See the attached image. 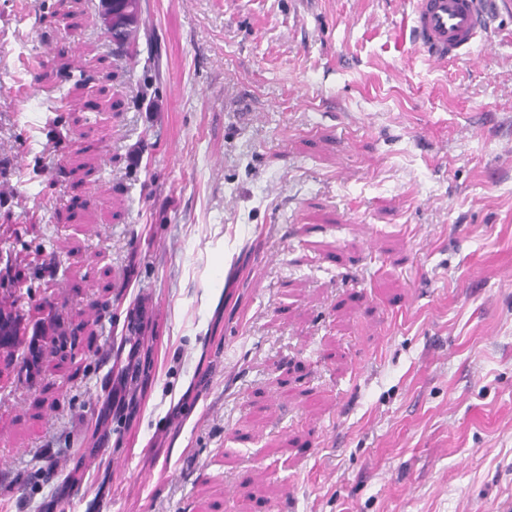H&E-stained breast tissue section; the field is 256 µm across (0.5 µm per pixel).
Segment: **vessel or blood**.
<instances>
[{"label":"vessel or blood","mask_w":512,"mask_h":512,"mask_svg":"<svg viewBox=\"0 0 512 512\" xmlns=\"http://www.w3.org/2000/svg\"><path fill=\"white\" fill-rule=\"evenodd\" d=\"M493 0H413L415 44L438 64L469 55L489 26Z\"/></svg>","instance_id":"obj_1"}]
</instances>
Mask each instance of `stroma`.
<instances>
[{
  "instance_id": "35a3bbf8",
  "label": "stroma",
  "mask_w": 512,
  "mask_h": 512,
  "mask_svg": "<svg viewBox=\"0 0 512 512\" xmlns=\"http://www.w3.org/2000/svg\"><path fill=\"white\" fill-rule=\"evenodd\" d=\"M139 3L0 0V512H512V0ZM119 3L117 4L116 11V24L123 22L125 19H129L130 23H135L133 27L132 33L133 37L131 38L132 46L129 51H126L128 46L126 33L128 32V27L125 25H118L112 27V0H102V10H103V19L104 25L107 32L108 37L112 41L113 49L118 52H125L126 56L133 58L135 53V45L138 38L139 26L138 23V1L137 0H117ZM496 5L490 0H414L412 31L418 50L438 64L468 56L489 27ZM18 336H20V323L17 316L12 311L2 308L0 302V348L14 353L19 345ZM3 349L0 350V359L3 356L13 362V354H7Z\"/></svg>"
}]
</instances>
